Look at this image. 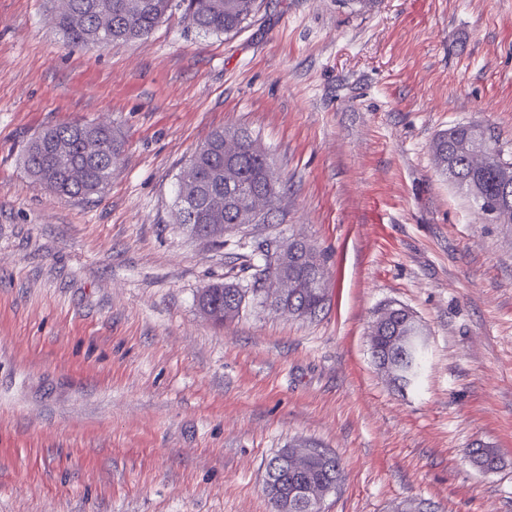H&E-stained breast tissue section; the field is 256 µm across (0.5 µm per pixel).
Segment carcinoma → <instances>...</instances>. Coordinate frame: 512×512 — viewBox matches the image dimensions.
I'll return each mask as SVG.
<instances>
[{"mask_svg":"<svg viewBox=\"0 0 512 512\" xmlns=\"http://www.w3.org/2000/svg\"><path fill=\"white\" fill-rule=\"evenodd\" d=\"M56 28L72 45L90 47L101 41H131L152 33L160 20L172 9L174 0H51ZM197 32L221 35L238 32L252 16L257 0H180ZM470 124H458L440 134L433 143V156L438 170L459 189L465 191L474 205L484 199L498 209V215L512 218V189L506 191L498 182L496 167L473 169L464 153L473 138ZM125 147L121 134L102 122H72L46 128L34 136L23 154V166L32 181L60 197L85 199L102 193L112 178V166ZM266 155L245 129H225L210 139L191 157L178 179V221L199 228L201 224H263L265 216L249 218L238 209L222 204H205L202 190L212 186L224 188V178L234 179V187L246 200L245 207L261 210L273 207L282 196V183L274 172H266L262 157ZM243 292V289H234ZM229 283L209 287L214 303V323L225 321L226 297L234 291ZM408 332L402 318L390 323L378 339L381 353L389 352L400 364L395 381L402 385L416 376L420 358L403 348L390 345V337ZM283 449L271 457L266 466V480L282 487L304 483L322 487L337 480L339 463L335 456H311L305 469L289 470L282 459ZM473 465L484 468L498 464L496 453L489 448H472Z\"/></svg>","mask_w":512,"mask_h":512,"instance_id":"obj_1","label":"carcinoma"}]
</instances>
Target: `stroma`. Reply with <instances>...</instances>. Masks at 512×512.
<instances>
[{"label":"stroma","mask_w":512,"mask_h":512,"mask_svg":"<svg viewBox=\"0 0 512 512\" xmlns=\"http://www.w3.org/2000/svg\"><path fill=\"white\" fill-rule=\"evenodd\" d=\"M91 120L125 139L107 188L35 184L28 141ZM458 123L512 156V0H258L209 36L179 8L91 49L48 0H0V512H272L266 464L298 440L340 460L322 512H512V224L437 170ZM229 127L284 190L267 223L207 236L177 180ZM295 237L324 256L321 311L248 292L204 318V288L248 291ZM390 306L422 328L404 389L368 339Z\"/></svg>","instance_id":"obj_1"}]
</instances>
